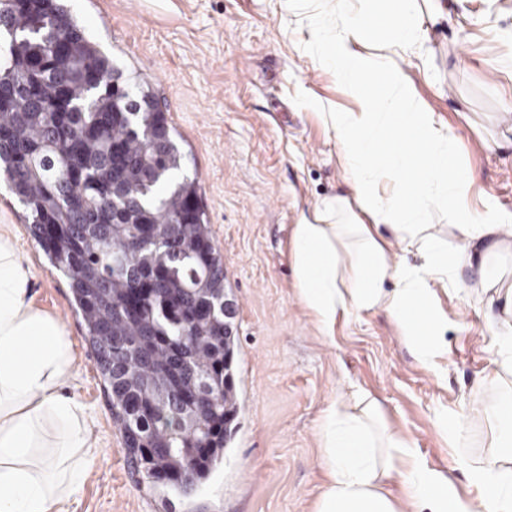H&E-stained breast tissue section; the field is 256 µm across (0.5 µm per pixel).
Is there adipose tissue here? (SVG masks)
<instances>
[{"label":"adipose tissue","instance_id":"ef3b65f1","mask_svg":"<svg viewBox=\"0 0 512 512\" xmlns=\"http://www.w3.org/2000/svg\"><path fill=\"white\" fill-rule=\"evenodd\" d=\"M341 32L314 30L315 50L359 100L348 112L321 118L340 145L352 198L333 197L292 228L298 297L322 336L336 319L382 310L395 321L417 362L437 369L446 326L432 295L465 261L434 233L440 206L468 240L488 241V254L512 250V212L477 211L468 198L471 176L459 167L455 138L415 95L388 48L418 37L408 0L394 9L353 13L335 0ZM371 34L382 53L355 50ZM357 209H350V202ZM401 239L405 256L392 260L380 226ZM417 253L418 262L407 259ZM32 266L19 255L11 225H0V512H67L102 450L91 435L89 409L70 387L79 367L65 324L31 296ZM503 302L491 317L494 380L502 389L482 414L493 428L492 451L460 459L477 502L463 498L447 475L420 458L403 434L382 425L379 403L363 391L352 403L323 412L320 445L327 481L316 512H512V286L481 280ZM397 482L403 500L384 486Z\"/></svg>","mask_w":512,"mask_h":512}]
</instances>
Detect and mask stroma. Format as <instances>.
Segmentation results:
<instances>
[{
	"mask_svg": "<svg viewBox=\"0 0 512 512\" xmlns=\"http://www.w3.org/2000/svg\"><path fill=\"white\" fill-rule=\"evenodd\" d=\"M86 35L125 73L139 75L165 113L195 180L224 264L236 315L238 415L221 465L195 489L171 491L127 462L112 405L85 339L67 280L29 235L24 208L0 180V224L15 225L36 272L37 307L61 318L81 377L74 393L95 408L105 448L75 512H315L326 481L319 426L332 400L355 389L381 404L386 425L407 436L458 492H477L459 467L490 451L479 411L492 397L483 276L512 284V253L487 267L456 268L437 289L448 318L441 373L421 367L384 311L338 317L320 336L297 297L294 224L350 187L340 147L321 115L357 109L333 68L307 50L314 24L339 31L329 0H67ZM419 38L392 48L393 64L455 137L471 173L470 205L512 211V0H414ZM462 425L455 441L440 419Z\"/></svg>",
	"mask_w": 512,
	"mask_h": 512,
	"instance_id": "1",
	"label": "stroma"
}]
</instances>
